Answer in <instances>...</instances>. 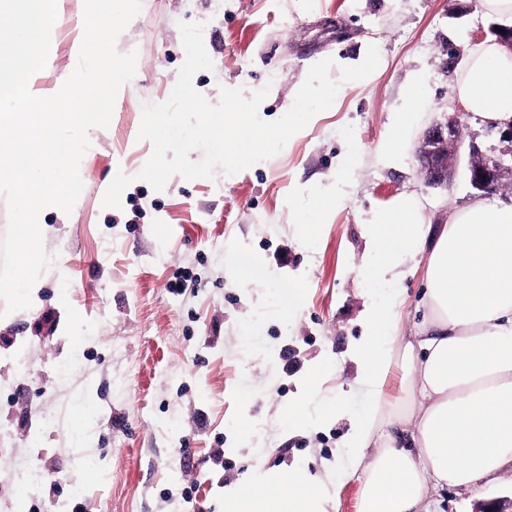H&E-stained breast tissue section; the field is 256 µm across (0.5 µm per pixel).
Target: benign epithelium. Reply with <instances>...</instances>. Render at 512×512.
Wrapping results in <instances>:
<instances>
[{
  "instance_id": "7a95c632",
  "label": "benign epithelium",
  "mask_w": 512,
  "mask_h": 512,
  "mask_svg": "<svg viewBox=\"0 0 512 512\" xmlns=\"http://www.w3.org/2000/svg\"><path fill=\"white\" fill-rule=\"evenodd\" d=\"M460 127V113L448 112L444 119L433 124L426 132L418 159L420 172L429 185L448 184L450 175L449 151L456 147ZM500 139L509 146L494 155L472 150L467 167L471 188L480 196L492 195L503 187V181H512V122L500 130Z\"/></svg>"
}]
</instances>
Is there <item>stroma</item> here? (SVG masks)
I'll return each mask as SVG.
<instances>
[{"instance_id":"35a3bbf8","label":"stroma","mask_w":512,"mask_h":512,"mask_svg":"<svg viewBox=\"0 0 512 512\" xmlns=\"http://www.w3.org/2000/svg\"><path fill=\"white\" fill-rule=\"evenodd\" d=\"M83 6L63 0L50 80L74 69L69 26ZM182 21L203 23L214 65L195 88L213 104L223 85L267 89V121L291 108L314 63L352 64L373 44L379 65L341 85L335 106L276 156L231 176L175 175L157 192L137 177L153 150L137 134L144 105L166 101L176 83ZM492 22L481 0H141L116 41L137 51L136 74L109 127L90 132L71 213L44 218L56 262L40 304L0 318V512H224L225 486L256 466L294 463L322 478L328 512H357L362 475L341 444L367 401L349 351L365 304L382 293L366 276L363 219L407 199L423 223L440 224L475 199L470 151L498 153V135L461 115L446 188L425 184L417 149L458 105L465 50ZM419 78L402 161L388 164L393 114ZM353 145L354 165L340 167ZM120 171L134 181L121 208L103 207ZM180 276L186 288L171 291ZM324 363L335 369L319 375L310 408L327 418L291 425L302 376ZM510 498L507 466L477 487L434 492L428 508L474 512Z\"/></svg>"}]
</instances>
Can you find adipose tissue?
Segmentation results:
<instances>
[{"label": "adipose tissue", "instance_id": "adipose-tissue-1", "mask_svg": "<svg viewBox=\"0 0 512 512\" xmlns=\"http://www.w3.org/2000/svg\"><path fill=\"white\" fill-rule=\"evenodd\" d=\"M457 95L481 122L512 120V53L471 48ZM368 277L386 295L364 313L353 348L368 410L344 446L363 473L359 512H420L437 486L475 487L512 464V204L476 201L446 224L423 223L406 200L367 214ZM424 255L426 313L404 331L400 268ZM403 395L383 390L395 362ZM306 467L255 469L224 490V512H326Z\"/></svg>", "mask_w": 512, "mask_h": 512}]
</instances>
